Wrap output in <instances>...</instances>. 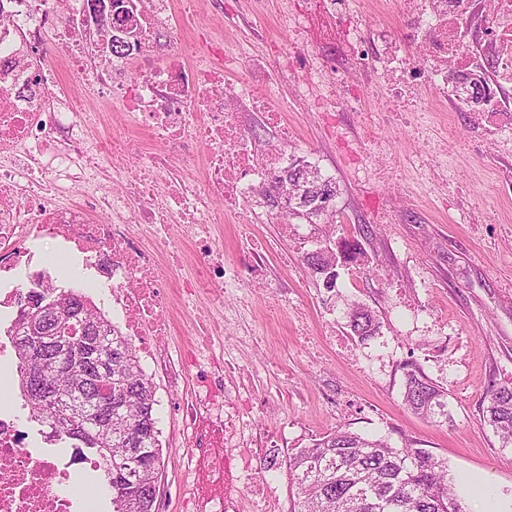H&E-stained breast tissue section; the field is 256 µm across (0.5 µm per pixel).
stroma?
<instances>
[{
	"label": "stroma",
	"mask_w": 512,
	"mask_h": 512,
	"mask_svg": "<svg viewBox=\"0 0 512 512\" xmlns=\"http://www.w3.org/2000/svg\"><path fill=\"white\" fill-rule=\"evenodd\" d=\"M185 2L172 0L183 36L203 29L238 52L240 63L226 77L230 83L254 76L285 90L268 60L288 45V13L302 16L312 48L345 44L342 25L311 0H200L189 23L183 20ZM284 119L298 155L336 181V225H300L304 245L281 242L271 258L268 275L287 289L286 310L273 312V294L257 284L231 294L232 302L245 304L235 326L243 340L234 334L206 339L227 364L225 385L253 398L251 420L269 431L267 446L283 461L337 429L395 443L409 438L447 463L466 512H475V480L512 508V448L502 447L484 420L490 386H512V221L502 217L512 210V194L493 184L492 146L472 141L468 113L448 112L437 120L421 114L430 136L448 145L446 193L470 191L464 205L445 207L432 197L420 169L408 163L420 149L411 131L378 127L386 142L379 161L400 172L397 180L379 183L358 174L351 162L365 135L363 113L338 112L331 129L301 102ZM31 249L59 287L100 296L97 279L77 262L57 268L50 242ZM321 249L336 256L332 290L305 264L306 254ZM355 305L374 312V336L351 335L347 312ZM331 315L337 335L347 339L346 350L323 339L322 325ZM301 319L316 349L297 336ZM408 363L444 387L446 416L426 420L407 409L402 387ZM153 383L164 461L156 512H185L188 470L200 496L216 500L231 492L240 497L241 512H255L235 471L187 462L175 398L161 377Z\"/></svg>",
	"instance_id": "obj_1"
}]
</instances>
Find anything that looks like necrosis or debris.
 <instances>
[{"label":"necrosis or debris","instance_id":"1","mask_svg":"<svg viewBox=\"0 0 512 512\" xmlns=\"http://www.w3.org/2000/svg\"><path fill=\"white\" fill-rule=\"evenodd\" d=\"M124 2L125 23L91 31L84 23L86 0H0L7 17L0 24V332L13 337L32 288L54 283L32 270L30 242H64L104 288L101 315L120 312L123 336L167 372L177 391L199 367L204 348L195 345L175 360L161 346L172 324L170 274H182L177 297L186 314L203 300L223 307V292L213 283L232 290L259 277L277 240H253L249 265L228 264L218 230L228 221L275 224L281 236L292 233L283 209H267L255 195L295 156L283 122L285 101L251 82L226 87L236 53L171 32L170 0ZM319 2L344 21L346 54L334 61L309 48L294 17L293 41L273 67L308 94L323 124H332L336 108L359 112L373 100L378 111L410 115L415 129L418 113L451 106L471 113L479 132L512 146V0H376L377 16L401 14L411 33L407 45L386 26L368 33L363 13L349 0ZM114 38L124 40V48L90 54L89 43ZM47 44L58 67L38 56ZM138 55L149 64L132 78L128 68ZM63 71L75 88L60 95ZM92 97L114 106L130 135L91 141L100 118L86 109ZM248 112L275 130L274 140L259 145L247 135ZM375 130V117H368L355 156L362 173L384 183L397 172L377 162L383 143ZM202 144L210 148L204 157ZM130 162L139 170L131 183L125 180ZM75 185L84 196L71 203L66 195ZM16 364L0 342V512H99L107 474L83 449L34 447L9 385ZM234 402L229 420L214 395L182 402L189 452L207 453L196 426L205 420L233 447L238 479L256 512H279L275 481L249 466L259 452L249 401L238 395Z\"/></svg>","mask_w":512,"mask_h":512}]
</instances>
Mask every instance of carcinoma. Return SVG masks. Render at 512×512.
<instances>
[{
  "mask_svg": "<svg viewBox=\"0 0 512 512\" xmlns=\"http://www.w3.org/2000/svg\"><path fill=\"white\" fill-rule=\"evenodd\" d=\"M273 183L292 190L291 215L311 219L325 200L336 197V184L320 173L290 168ZM308 268L319 273L334 264L324 251L306 257ZM52 300L37 314H19L18 336L71 325L64 354L48 350L35 365L41 376L30 377L33 361L28 347L18 346V378L24 409L30 418L96 450L108 471L112 512H155L152 487L163 467L156 417V390L136 352L117 331L107 330L82 294L73 288L51 290ZM348 327L361 339L376 333L372 312L354 306L347 312ZM447 393L419 368L405 372L403 401L427 419L445 414ZM486 418L502 443L512 447V387L490 390ZM293 486L290 512H466L448 465L428 449L413 443L395 447L387 437L370 438L335 430L288 456Z\"/></svg>",
  "mask_w": 512,
  "mask_h": 512,
  "instance_id": "carcinoma-1",
  "label": "carcinoma"
}]
</instances>
